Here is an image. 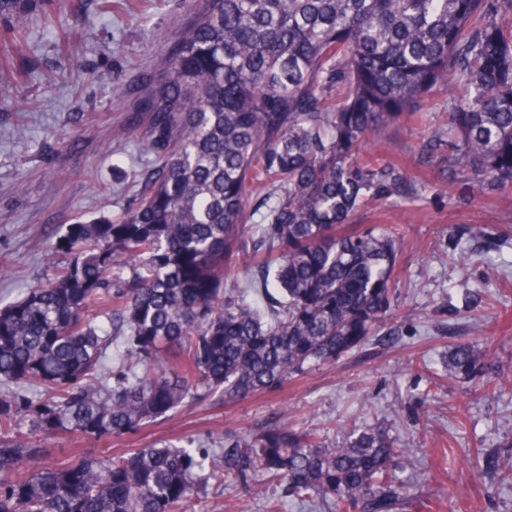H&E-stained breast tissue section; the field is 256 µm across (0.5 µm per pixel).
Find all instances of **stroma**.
Here are the masks:
<instances>
[{
	"label": "stroma",
	"instance_id": "obj_1",
	"mask_svg": "<svg viewBox=\"0 0 512 512\" xmlns=\"http://www.w3.org/2000/svg\"><path fill=\"white\" fill-rule=\"evenodd\" d=\"M189 0H66L52 25L37 11L17 28L22 56L0 57V256L12 276L0 297L21 298L65 263L53 244L58 228L132 209L157 156L133 126L134 103L158 58L189 21ZM448 93L428 99L421 116H404L370 152L408 168L415 191L376 200L351 222L366 229L400 225L405 249L393 286V332L333 364L314 366L285 384L234 403L185 404L170 416L101 439L73 432L43 437L40 466L74 452L99 456L181 442L213 455L224 436L287 413L295 430L328 440L355 417L382 424L416 449L415 503L396 512H512V485L492 466L512 444V189L472 190L447 149L433 162L419 146L445 123ZM450 183L452 194L440 186ZM483 224L487 234L467 228ZM467 342L489 354L502 386L489 394L443 377L450 348ZM196 512H264L263 500L239 486L210 483Z\"/></svg>",
	"mask_w": 512,
	"mask_h": 512
}]
</instances>
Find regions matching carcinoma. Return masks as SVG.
I'll list each match as a JSON object with an SVG mask.
<instances>
[{
	"label": "carcinoma",
	"instance_id": "cac0c4a2",
	"mask_svg": "<svg viewBox=\"0 0 512 512\" xmlns=\"http://www.w3.org/2000/svg\"><path fill=\"white\" fill-rule=\"evenodd\" d=\"M158 67L136 117L161 163L137 206L69 225L68 262L0 300V381L17 385L0 398V512H188L201 482L259 473L334 512H392L413 450L382 426L351 422L328 445L279 419L225 435L203 476L185 447L22 470L42 444L18 437L17 418L110 437L190 401L245 399L377 335L403 238L349 220L408 183L366 145L442 86L458 99L425 150L449 137L478 192L512 188V0H202ZM260 181L276 192L253 223ZM249 252L261 277L242 286ZM111 336L125 357L107 384ZM446 367L495 389L469 343ZM493 467L512 482V454Z\"/></svg>",
	"mask_w": 512,
	"mask_h": 512
}]
</instances>
